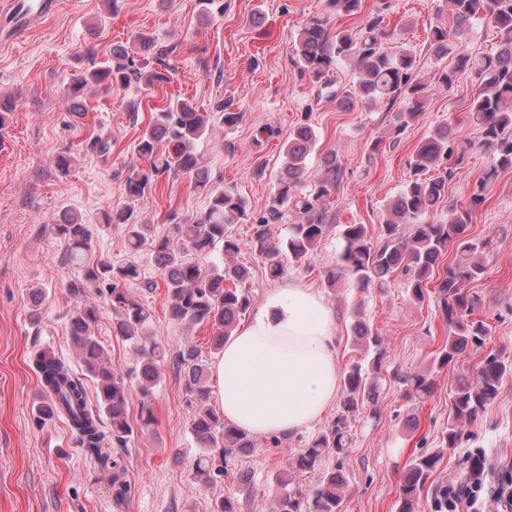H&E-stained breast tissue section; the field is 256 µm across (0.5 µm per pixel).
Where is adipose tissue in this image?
Here are the masks:
<instances>
[{
  "label": "adipose tissue",
  "mask_w": 512,
  "mask_h": 512,
  "mask_svg": "<svg viewBox=\"0 0 512 512\" xmlns=\"http://www.w3.org/2000/svg\"><path fill=\"white\" fill-rule=\"evenodd\" d=\"M336 315L302 286L269 291L224 343L213 397L225 418L254 436H281L316 423L335 401Z\"/></svg>",
  "instance_id": "adipose-tissue-1"
}]
</instances>
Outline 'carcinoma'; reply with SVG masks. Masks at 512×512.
Returning a JSON list of instances; mask_svg holds the SVG:
<instances>
[{
    "label": "carcinoma",
    "instance_id": "obj_1",
    "mask_svg": "<svg viewBox=\"0 0 512 512\" xmlns=\"http://www.w3.org/2000/svg\"><path fill=\"white\" fill-rule=\"evenodd\" d=\"M328 2L336 14L348 16L357 14L362 4V0ZM448 6L453 27H432L429 51L438 62L456 55L457 69L472 73L477 80L468 107L480 143L491 151L492 161L472 187L466 205L448 207L446 219L429 218V213L446 197L448 183L468 151V146L455 144L448 124L437 126L407 161L412 178L385 208L382 242L372 244L363 224L344 225L342 250L335 268L327 274L332 288L343 283L363 290L382 287L387 277L401 268L411 272V297L422 302L428 280L440 267L448 248H453L460 260L440 267L442 276L436 285L438 309L449 331L439 352L441 366L453 362L468 347L484 343L488 335L486 324L471 318L478 298L468 293V286L482 278L486 267L482 250L467 231L473 210L485 202L487 186L499 172L512 170V0H448ZM481 20L503 33V44L495 54L473 56L464 51L463 43L473 22ZM384 21L385 16L377 12L354 29L332 32L325 15H313L299 30L293 60L301 75L309 76L319 91L336 99L341 107L352 104L370 109L385 104L395 109L393 134L397 138L422 114L429 86L418 78L415 51L388 42ZM174 51L175 47L162 44L152 32H134L129 43L112 47L106 62L94 64L72 78L68 99L73 112H83V95L88 87L110 88L117 84L144 90L169 83L166 57ZM345 61L353 64L354 78L336 87L333 73ZM242 118L243 113L229 101L208 112L191 99L176 97L155 109L152 123L136 144V153L144 164L130 168L126 175V202L105 214L106 223L123 227L130 248H152L166 288L170 316L181 322L211 326V346L217 353L233 334L239 317L251 306V295L243 287L250 272L235 262L241 247L240 241L228 232L229 225L250 223L252 233L247 246L261 257L267 273L276 278L286 265L304 263L323 238L325 202L336 191L342 169L336 155H327L315 180H309L307 159L315 148L317 135L309 123L301 121L282 143L284 170L278 177L277 192L262 211L251 213L240 195L212 182L207 167L193 150L194 143L214 124L231 129ZM179 174L192 179L207 204L189 221L171 215V236L151 239L147 225L141 222V203L156 191L160 177ZM290 209L298 211L301 220L288 225L283 237H274L271 226L283 223ZM405 224L410 226L407 234L403 231ZM55 230L67 241L68 258L83 270V280L73 288L80 301L69 314L70 336L86 375L96 383L97 407L89 403L82 379L53 351L40 348L32 354V363L47 393L36 415L44 422L56 417L65 419L85 454L107 468L110 454L104 448L106 437L112 436L113 442L124 447L134 430L127 418L128 385L125 378L112 372L103 356L95 336L99 308L85 300L84 294L89 290L103 298L116 314L113 333L136 346L140 356L138 389L148 397L157 382L160 352L143 335L150 314L135 298L131 285L138 281L141 290L151 291L156 283L139 281L140 273L134 265L115 267L93 258L91 231L76 217L64 219L55 225ZM218 250L231 262L204 268L202 260ZM353 331L362 355L344 371L339 413L289 466L291 470L317 473L315 483L306 492L294 486L288 476H277L274 512H341L346 479L336 471L320 473L318 465L325 454H342L349 447V420L373 399L376 372L386 356L382 338L367 324L359 321ZM178 362L185 377L187 399L197 406L189 429L202 448L194 465L195 484L202 491L213 487L216 477L224 473V467L215 465L213 450L232 454L253 450L256 442L245 431L225 424L211 408L208 368L199 359L197 349L184 347ZM511 374L512 363L490 354L481 362L475 380L457 383L451 402L452 419L443 434L446 445L455 444L461 426L474 420L498 397L504 378ZM406 384L412 394L423 397L431 392L433 378L413 373L407 376ZM105 418L110 420L109 433L103 429ZM437 462L438 455L427 453L410 462L399 487V512H417L420 489Z\"/></svg>",
    "mask_w": 512,
    "mask_h": 512
}]
</instances>
